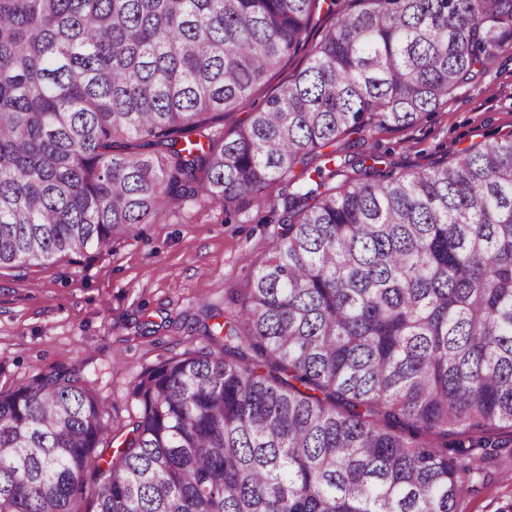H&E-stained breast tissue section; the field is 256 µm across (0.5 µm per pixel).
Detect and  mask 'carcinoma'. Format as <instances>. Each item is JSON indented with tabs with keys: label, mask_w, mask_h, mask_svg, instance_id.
Returning a JSON list of instances; mask_svg holds the SVG:
<instances>
[{
	"label": "carcinoma",
	"mask_w": 512,
	"mask_h": 512,
	"mask_svg": "<svg viewBox=\"0 0 512 512\" xmlns=\"http://www.w3.org/2000/svg\"><path fill=\"white\" fill-rule=\"evenodd\" d=\"M322 4L0 0V269L297 181L234 318L141 376L126 434L76 371L0 393V512H457L471 451L512 447V134L402 173L321 153L511 53L512 0H348L309 45ZM305 51H299L295 55H291L283 64L280 71L270 73L266 82L255 90L249 105L233 113L230 117L224 119V133H229L235 125L243 124L251 112L252 106L258 107L270 95L274 94L281 83L287 79L288 76L298 72L307 66V57Z\"/></svg>",
	"instance_id": "carcinoma-1"
}]
</instances>
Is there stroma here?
<instances>
[{"label":"stroma","mask_w":512,"mask_h":512,"mask_svg":"<svg viewBox=\"0 0 512 512\" xmlns=\"http://www.w3.org/2000/svg\"><path fill=\"white\" fill-rule=\"evenodd\" d=\"M510 132L512 57L504 55L419 122L374 127L340 146L352 157L380 154L402 172ZM269 216L261 202L244 204L229 222L222 206L193 205L92 259L0 271V391L73 369L103 399L113 429L127 426L141 411L132 396L140 375L204 345L209 315L236 312L280 230ZM484 473V487L461 500L459 512H512V456L486 460Z\"/></svg>","instance_id":"obj_1"}]
</instances>
